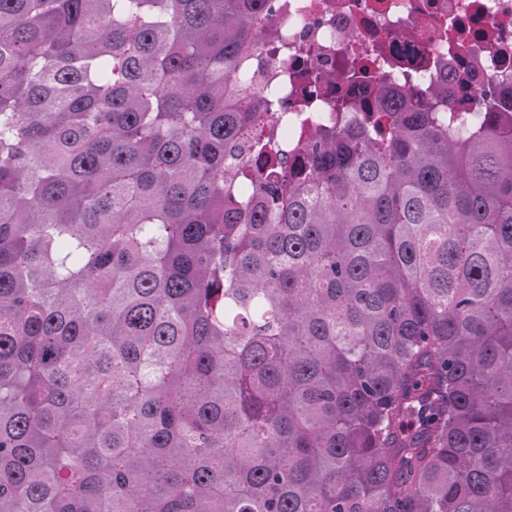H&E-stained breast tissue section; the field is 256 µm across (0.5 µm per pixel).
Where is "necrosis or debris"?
Returning <instances> with one entry per match:
<instances>
[{"mask_svg":"<svg viewBox=\"0 0 512 512\" xmlns=\"http://www.w3.org/2000/svg\"><path fill=\"white\" fill-rule=\"evenodd\" d=\"M359 58L373 79L418 91L449 75L447 110L468 122L474 90L512 86V0H277L252 67L288 110L281 141L332 116L339 97L367 98L370 81L350 80Z\"/></svg>","mask_w":512,"mask_h":512,"instance_id":"necrosis-or-debris-1","label":"necrosis or debris"}]
</instances>
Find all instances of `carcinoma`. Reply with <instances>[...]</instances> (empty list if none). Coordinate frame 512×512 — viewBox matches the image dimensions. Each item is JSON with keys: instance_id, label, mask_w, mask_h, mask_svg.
<instances>
[{"instance_id": "obj_1", "label": "carcinoma", "mask_w": 512, "mask_h": 512, "mask_svg": "<svg viewBox=\"0 0 512 512\" xmlns=\"http://www.w3.org/2000/svg\"><path fill=\"white\" fill-rule=\"evenodd\" d=\"M273 0H0V512H512V88L296 148Z\"/></svg>"}]
</instances>
